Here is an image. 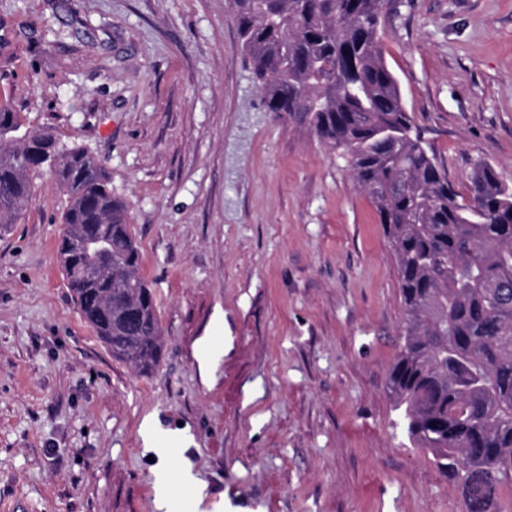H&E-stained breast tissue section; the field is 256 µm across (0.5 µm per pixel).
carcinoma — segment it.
I'll list each match as a JSON object with an SVG mask.
<instances>
[{
  "label": "carcinoma",
  "mask_w": 512,
  "mask_h": 512,
  "mask_svg": "<svg viewBox=\"0 0 512 512\" xmlns=\"http://www.w3.org/2000/svg\"><path fill=\"white\" fill-rule=\"evenodd\" d=\"M400 0H232L266 111L344 151L397 258L404 345L387 387L410 441L431 451L463 512H504L512 480V186L477 160L459 202L448 171L407 112L379 46ZM0 104V230L22 218L34 180L65 198L58 258L84 320L119 360L159 364L154 293L140 275L126 204L84 147L41 129L20 137ZM98 271L85 277L87 262Z\"/></svg>",
  "instance_id": "obj_1"
}]
</instances>
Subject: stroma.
<instances>
[{
	"instance_id": "35a3bbf8",
	"label": "stroma",
	"mask_w": 512,
	"mask_h": 512,
	"mask_svg": "<svg viewBox=\"0 0 512 512\" xmlns=\"http://www.w3.org/2000/svg\"><path fill=\"white\" fill-rule=\"evenodd\" d=\"M401 3L384 58L460 199L478 159L512 185V0ZM1 100L104 164L163 351L140 373L84 321L36 179L0 233V512H155L147 422L171 512H461L387 390L394 247L339 151L266 112L231 0H0Z\"/></svg>"
}]
</instances>
